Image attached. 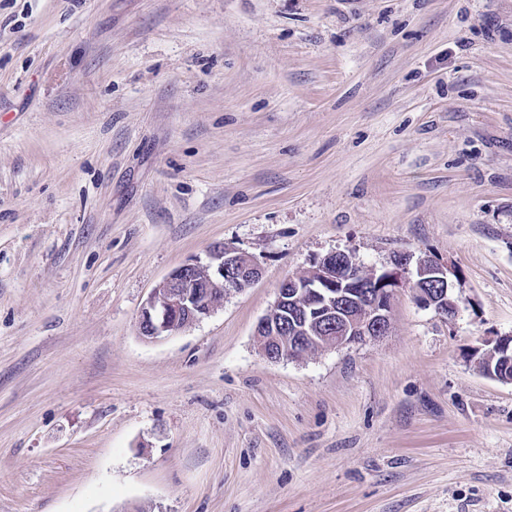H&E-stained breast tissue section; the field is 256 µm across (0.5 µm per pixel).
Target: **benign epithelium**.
I'll list each match as a JSON object with an SVG mask.
<instances>
[{"instance_id":"7a95c632","label":"benign epithelium","mask_w":512,"mask_h":512,"mask_svg":"<svg viewBox=\"0 0 512 512\" xmlns=\"http://www.w3.org/2000/svg\"><path fill=\"white\" fill-rule=\"evenodd\" d=\"M406 270L403 258L391 269L368 271L354 254L339 251L319 259L308 273L286 278L273 307L256 326L262 343L269 336L282 337L274 346H262L264 355L272 361L290 360L319 346L320 338L331 348H344L383 336L390 329L399 288L409 289L417 304L443 317L456 314L444 266L421 258L411 275ZM260 274L251 256L214 245L205 260L182 264L152 290L140 312L138 333L150 342L173 336Z\"/></svg>"}]
</instances>
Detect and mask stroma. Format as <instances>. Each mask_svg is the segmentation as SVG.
<instances>
[{
	"instance_id": "stroma-1",
	"label": "stroma",
	"mask_w": 512,
	"mask_h": 512,
	"mask_svg": "<svg viewBox=\"0 0 512 512\" xmlns=\"http://www.w3.org/2000/svg\"><path fill=\"white\" fill-rule=\"evenodd\" d=\"M216 243L259 280L143 340ZM334 251L455 317L268 360ZM509 335L512 0H0V512H512Z\"/></svg>"
}]
</instances>
